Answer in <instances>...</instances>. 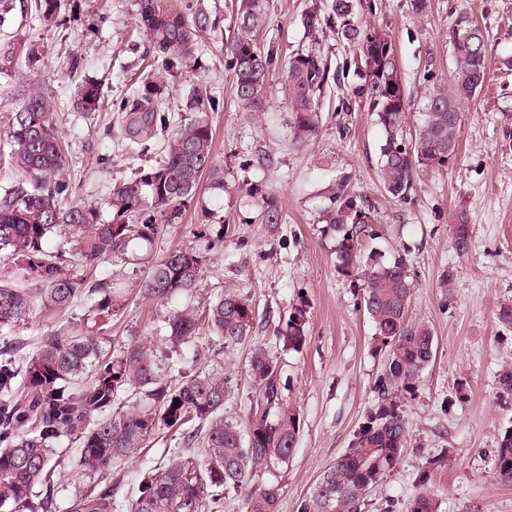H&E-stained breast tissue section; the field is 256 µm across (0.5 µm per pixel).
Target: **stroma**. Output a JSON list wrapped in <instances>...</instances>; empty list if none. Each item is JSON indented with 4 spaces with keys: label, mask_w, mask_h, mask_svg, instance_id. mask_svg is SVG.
Listing matches in <instances>:
<instances>
[{
    "label": "stroma",
    "mask_w": 512,
    "mask_h": 512,
    "mask_svg": "<svg viewBox=\"0 0 512 512\" xmlns=\"http://www.w3.org/2000/svg\"><path fill=\"white\" fill-rule=\"evenodd\" d=\"M213 31L202 35L186 65L167 74L165 94L185 101L191 88H207L219 103L211 112L213 155L224 169V184L201 177L181 223L163 225L153 253L175 249L203 254L197 288L172 300L145 298L143 266L99 263L95 279L115 281L124 293L122 309L111 319L89 321L92 300L80 296L68 312L35 309L23 323L0 329V345L13 342L14 355H35L40 337L53 334L109 337L115 349L154 339L155 327L184 304L205 306L224 291H238L255 303L254 341L283 361L287 403L300 422L297 444L287 466L258 470L256 489L280 488L279 512H298L324 470L348 448L376 399L383 366L357 284L336 271V236L318 217L339 182L366 195L374 208L378 237L364 251L390 256L409 251L413 280L409 315L429 322L436 336L433 363L401 410L409 436L398 466L367 498L362 512H408L426 457L449 450L451 460L434 471L430 487L439 512H512V484L494 477V456L504 426L512 424V399L497 396L501 368L512 364V328L498 319L512 303V0H431L426 14H415L410 0H360L356 17L363 26L385 28L400 55L411 96L405 134L414 138L425 99L446 83L452 65L449 33L460 17L476 18L486 33V82L462 114L455 162L420 173L410 203L392 199L378 175L381 132L373 116L354 98L355 73L331 86L324 100L319 136L299 144L292 136V114L281 68L268 77L265 112L238 109L232 78L224 68L230 0H203ZM309 0H268V23L257 40L281 56L305 45L301 16ZM137 0H61L60 18L46 26L30 0H0V140L7 137V114L29 90L52 98L59 131L70 145L67 174L70 204L86 205L101 221L112 218V189L127 175L122 115L113 105L133 95L153 48L133 34ZM39 41V61L22 54ZM106 88L109 103L98 120L86 123L77 91L88 81ZM275 199L280 224L258 220L261 201L249 188ZM471 224L467 252H457L450 227L458 213ZM223 231L224 250L205 251L199 233ZM306 311V341L300 351L283 352L276 333L294 308ZM200 342L158 353L165 381L178 370L206 366ZM464 398H457V390ZM180 436L163 431L143 457L125 467V498L137 493L138 474L180 446ZM49 490L56 512H69L76 489L97 480L76 465L77 446L63 441Z\"/></svg>",
    "instance_id": "1"
}]
</instances>
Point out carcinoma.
<instances>
[{"label":"carcinoma","mask_w":512,"mask_h":512,"mask_svg":"<svg viewBox=\"0 0 512 512\" xmlns=\"http://www.w3.org/2000/svg\"><path fill=\"white\" fill-rule=\"evenodd\" d=\"M45 25H54L58 0H31ZM354 0H313L302 14L307 37L317 42L335 30L359 52L362 83L355 97L372 112L382 130L379 176L385 191L406 203L416 190L418 171L448 167L461 138V109L474 98L486 77V45L481 27L467 16L450 35L453 67L450 80L429 92L414 142L404 138L408 96L396 47L384 30L366 29L355 19ZM237 33L225 46L224 66L232 72L235 98L244 112L266 108L271 66L283 65L296 140L317 136L322 100L338 74L311 49H299L281 60L274 50L258 46L256 33L268 22L266 0H231ZM138 28L151 37L156 54L151 66L170 72L194 53L198 33L212 26L207 9L189 3L186 10L169 8L163 0H138ZM390 53H385V47ZM103 85L82 86L77 106L87 117L101 111ZM218 103L196 88L186 104H171L150 74L133 95L122 101L125 140L139 146L131 156L130 177L112 190V219L75 205L63 209L72 186L64 176L66 153L51 104L40 91L27 93L8 118L7 164L23 179L0 188V259L26 264L41 288L33 293L0 284V328H12L41 306L67 311L82 293L94 299L92 312L110 318L122 307V296L107 282L85 285L69 270L67 255L85 266L101 261L129 263L146 251L163 224L181 223L196 195L200 178L222 173L212 152L213 129L208 112ZM179 129L158 139L171 112ZM366 196L345 184L336 188L319 223L336 232V271L363 288L364 311L383 351L377 400L357 433L300 505V512H361L369 494L399 464L408 434L401 411L422 373L435 357V334L424 321L409 318L412 295L410 259L396 252L389 259L364 255L362 242L377 235ZM70 234L71 249L53 243L56 230ZM470 224L459 213L451 225L456 250L465 253ZM202 261L190 249H176L148 261L142 293L165 300L198 284ZM305 311L295 309L277 328L285 346L298 351L306 340ZM255 306L236 291L217 295L203 310L171 311L159 336L171 345L185 344L205 329V339L234 349L252 339ZM251 395L243 417L224 416L236 400L235 376L224 368L202 367L180 376L175 384L162 380L155 348L136 344L118 354L99 336H43L36 354L18 363L0 354V509L52 512L53 499L36 498L56 464L57 445L65 438L78 443V466L99 482L77 496L70 512H117L124 466L138 459L159 431L175 430L183 448L160 464L139 473L138 495L126 512H223L224 497L247 486L260 466H284L296 447L299 424L284 406L280 357L262 344L253 346L247 363ZM151 401L144 407L135 398ZM449 456L426 462L409 512H439L429 490L428 472L448 465ZM494 474L512 484V425L502 429ZM279 488L270 484L247 495V512H278Z\"/></svg>","instance_id":"obj_1"}]
</instances>
